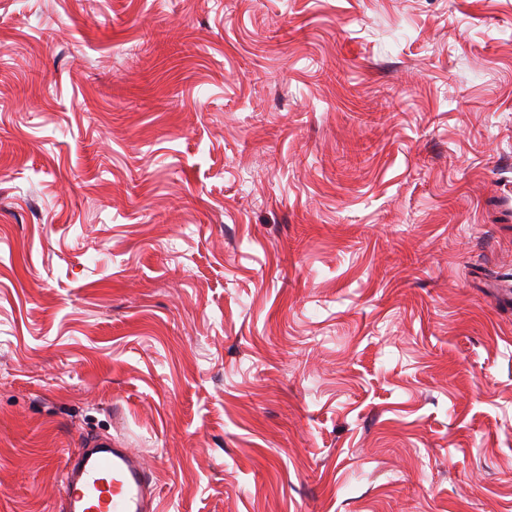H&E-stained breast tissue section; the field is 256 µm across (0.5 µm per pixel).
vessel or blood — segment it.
Here are the masks:
<instances>
[{"mask_svg": "<svg viewBox=\"0 0 512 512\" xmlns=\"http://www.w3.org/2000/svg\"><path fill=\"white\" fill-rule=\"evenodd\" d=\"M67 459L59 492L66 512H154L149 475L140 458L111 437H87Z\"/></svg>", "mask_w": 512, "mask_h": 512, "instance_id": "b4317fda", "label": "vessel or blood"}]
</instances>
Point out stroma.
Here are the masks:
<instances>
[{
	"label": "stroma",
	"mask_w": 512,
	"mask_h": 512,
	"mask_svg": "<svg viewBox=\"0 0 512 512\" xmlns=\"http://www.w3.org/2000/svg\"><path fill=\"white\" fill-rule=\"evenodd\" d=\"M507 290L512 0H0V512H512ZM82 447L60 479L65 511L154 512L149 475L130 448L108 436L86 437Z\"/></svg>",
	"instance_id": "obj_1"
}]
</instances>
